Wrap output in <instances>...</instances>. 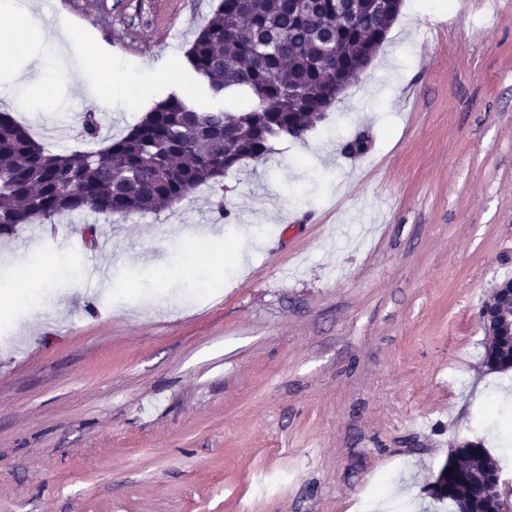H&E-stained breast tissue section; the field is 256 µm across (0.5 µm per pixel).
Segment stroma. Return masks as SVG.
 <instances>
[{
  "label": "stroma",
  "mask_w": 512,
  "mask_h": 512,
  "mask_svg": "<svg viewBox=\"0 0 512 512\" xmlns=\"http://www.w3.org/2000/svg\"><path fill=\"white\" fill-rule=\"evenodd\" d=\"M216 4L40 0L0 110L50 51L39 29L66 27L99 70L69 55L17 120L91 150L81 84L113 71L146 89L96 111L123 136L192 87L185 55ZM361 131L368 151L342 155ZM198 240L207 258L188 257ZM5 251L0 512H449L428 486L451 448L512 456V373L485 367L478 319L512 276V0H404L325 119L223 193L77 212Z\"/></svg>",
  "instance_id": "stroma-1"
}]
</instances>
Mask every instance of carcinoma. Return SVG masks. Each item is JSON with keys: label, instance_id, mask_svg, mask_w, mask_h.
I'll use <instances>...</instances> for the list:
<instances>
[{"label": "carcinoma", "instance_id": "1", "mask_svg": "<svg viewBox=\"0 0 512 512\" xmlns=\"http://www.w3.org/2000/svg\"><path fill=\"white\" fill-rule=\"evenodd\" d=\"M403 0H218L186 54L221 107L171 90L120 138L98 150L56 152L0 112V235L91 211L104 218L156 213L204 184L220 185L275 142L301 139L372 62ZM498 283L479 310L484 364L512 370V307ZM450 474H445V471ZM502 460L483 444L451 449L432 494L454 512H509Z\"/></svg>", "mask_w": 512, "mask_h": 512}]
</instances>
